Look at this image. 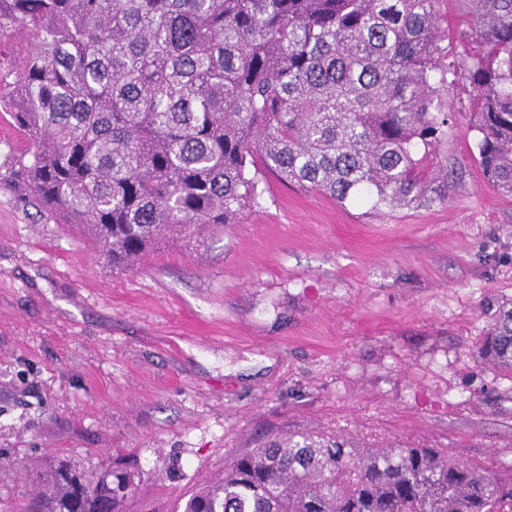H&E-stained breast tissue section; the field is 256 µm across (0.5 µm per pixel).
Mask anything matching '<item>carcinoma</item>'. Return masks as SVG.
<instances>
[{
  "label": "carcinoma",
  "mask_w": 512,
  "mask_h": 512,
  "mask_svg": "<svg viewBox=\"0 0 512 512\" xmlns=\"http://www.w3.org/2000/svg\"><path fill=\"white\" fill-rule=\"evenodd\" d=\"M0 0V109L32 144L0 172L131 269L161 241L237 224L264 170L382 213L448 200L426 160L472 88L467 131L488 184L512 195V0ZM448 45H443V42ZM512 379V308L476 346ZM134 475H42L21 512H125ZM183 512H512V464L446 448H359L273 435L238 453Z\"/></svg>",
  "instance_id": "cac0c4a2"
}]
</instances>
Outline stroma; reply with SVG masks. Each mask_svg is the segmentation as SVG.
I'll list each match as a JSON object with an SVG mask.
<instances>
[{"instance_id": "35a3bbf8", "label": "stroma", "mask_w": 512, "mask_h": 512, "mask_svg": "<svg viewBox=\"0 0 512 512\" xmlns=\"http://www.w3.org/2000/svg\"><path fill=\"white\" fill-rule=\"evenodd\" d=\"M468 119L436 149L448 200L370 213L261 174L240 223L113 269L83 230L0 187V512L18 463L136 476L174 512L239 451L315 431L512 462V380L475 359L512 307V196Z\"/></svg>"}]
</instances>
